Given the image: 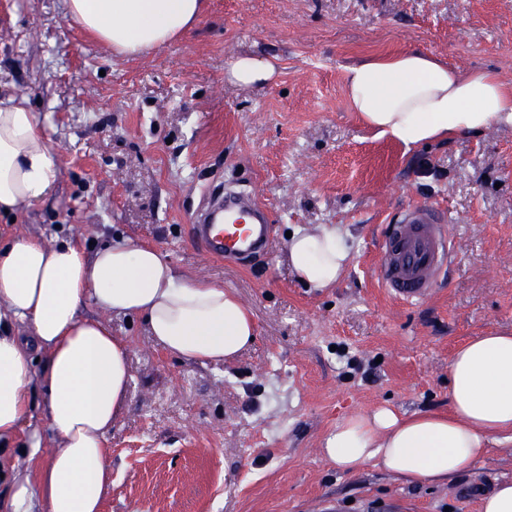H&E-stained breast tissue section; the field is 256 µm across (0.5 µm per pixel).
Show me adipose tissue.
Listing matches in <instances>:
<instances>
[{
  "label": "adipose tissue",
  "mask_w": 512,
  "mask_h": 512,
  "mask_svg": "<svg viewBox=\"0 0 512 512\" xmlns=\"http://www.w3.org/2000/svg\"><path fill=\"white\" fill-rule=\"evenodd\" d=\"M71 18L118 56L168 44L201 20L203 0H68ZM352 111L377 137L413 149L492 124L512 125V82L467 72L416 48L348 66ZM58 165L25 100H0V214L52 192ZM352 246L336 225L295 230L288 257L311 288L336 284ZM94 315H85V308ZM136 316L167 352L221 363L251 344L253 316L234 294L178 272L155 246L129 239L94 252L20 234L0 243V512H102L112 485L108 441L132 381L127 339L112 317ZM39 391L43 432H27ZM512 446V333L475 336L448 365V407L345 416L320 450L341 473L366 464L399 482L442 483L491 445Z\"/></svg>",
  "instance_id": "ef3b65f1"
}]
</instances>
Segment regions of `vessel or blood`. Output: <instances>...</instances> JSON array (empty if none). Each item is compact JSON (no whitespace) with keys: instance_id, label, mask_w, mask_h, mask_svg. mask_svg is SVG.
Returning a JSON list of instances; mask_svg holds the SVG:
<instances>
[{"instance_id":"vessel-or-blood-1","label":"vessel or blood","mask_w":512,"mask_h":512,"mask_svg":"<svg viewBox=\"0 0 512 512\" xmlns=\"http://www.w3.org/2000/svg\"><path fill=\"white\" fill-rule=\"evenodd\" d=\"M189 236L211 257L244 260L266 251L272 224L255 200L229 193L218 209L198 217ZM377 279L397 300L418 303L437 288L450 264L451 239L435 210L415 206L387 225L379 243Z\"/></svg>"}]
</instances>
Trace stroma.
Masks as SVG:
<instances>
[{"label": "stroma", "instance_id": "35a3bbf8", "mask_svg": "<svg viewBox=\"0 0 512 512\" xmlns=\"http://www.w3.org/2000/svg\"><path fill=\"white\" fill-rule=\"evenodd\" d=\"M403 47L512 81V0H205L196 28L133 59L84 34L67 0H0V98L28 101L59 168L44 201L0 217V238L144 242L257 323L240 356L204 366L113 318L133 381L103 512H480L512 480V447L439 485L371 464L344 475L318 451L356 411L447 409L455 348L512 331V125L412 151L376 138L345 70ZM243 55L273 65L263 87L229 82ZM219 181L268 210L266 253L222 262L191 241ZM416 205L444 216L454 260L429 299L403 304L376 279L379 240ZM321 224L347 234L352 259L315 289L286 234Z\"/></svg>", "mask_w": 512, "mask_h": 512}]
</instances>
